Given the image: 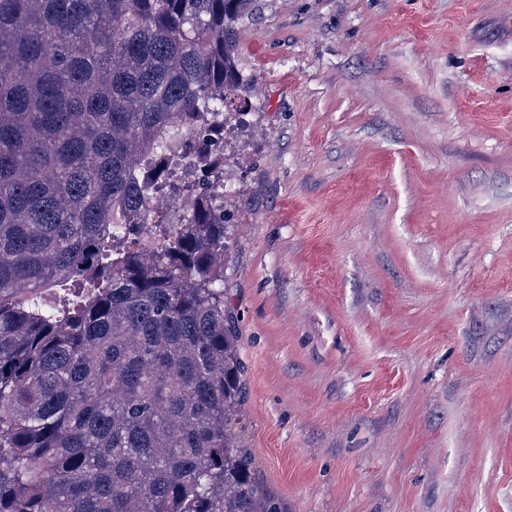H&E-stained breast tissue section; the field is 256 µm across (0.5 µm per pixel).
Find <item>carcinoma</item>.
I'll return each instance as SVG.
<instances>
[{"mask_svg":"<svg viewBox=\"0 0 512 512\" xmlns=\"http://www.w3.org/2000/svg\"><path fill=\"white\" fill-rule=\"evenodd\" d=\"M252 3L0 0V512H282L234 432L210 181ZM197 139L199 191L155 209Z\"/></svg>","mask_w":512,"mask_h":512,"instance_id":"carcinoma-1","label":"carcinoma"}]
</instances>
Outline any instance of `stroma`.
<instances>
[{
  "label": "stroma",
  "instance_id": "stroma-1",
  "mask_svg": "<svg viewBox=\"0 0 512 512\" xmlns=\"http://www.w3.org/2000/svg\"><path fill=\"white\" fill-rule=\"evenodd\" d=\"M224 125L241 434L284 512H512V0H254Z\"/></svg>",
  "mask_w": 512,
  "mask_h": 512
}]
</instances>
